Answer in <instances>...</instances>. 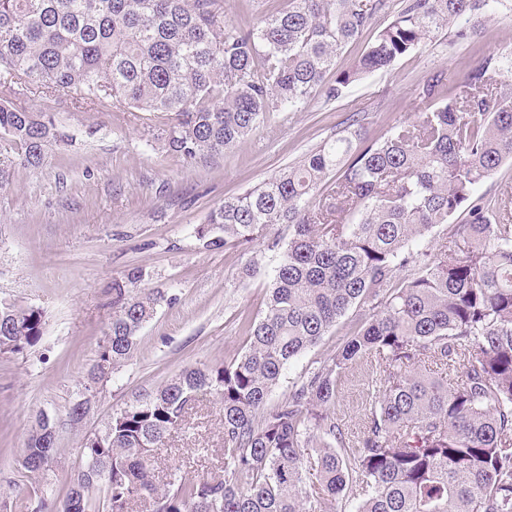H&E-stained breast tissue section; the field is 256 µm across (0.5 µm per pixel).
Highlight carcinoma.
<instances>
[{
	"label": "carcinoma",
	"instance_id": "cac0c4a2",
	"mask_svg": "<svg viewBox=\"0 0 512 512\" xmlns=\"http://www.w3.org/2000/svg\"><path fill=\"white\" fill-rule=\"evenodd\" d=\"M509 0H288L256 27L224 19L223 0H0V88L78 89L137 112L173 113L165 141L185 157L219 155L273 112H296L323 91L340 97L368 73L436 39L464 40ZM380 14L391 22L355 67L326 83L336 56ZM416 119L370 140L357 128L271 181L227 197L196 228L208 247L243 248L273 224L291 229L265 308L244 352L190 367L112 414L65 497L41 512H332L351 492L355 512H512V198L491 209L477 188L512 159V53L488 54L461 82L433 70L414 89ZM0 189L20 163L42 165L61 133L44 112L0 101ZM467 217L435 250L431 230ZM92 382L137 348L166 301L117 287ZM363 326L288 397L268 401L287 368L352 307ZM41 313L0 307V353L36 344ZM381 371L363 430L335 416L336 383L356 359ZM457 370L443 382L422 370ZM200 393L224 416V475L160 483L158 451L186 428ZM80 394L70 422L83 421ZM56 426L39 414L23 466L41 472ZM354 444L352 456L342 449ZM316 484H309V476ZM99 488L96 500L89 490Z\"/></svg>",
	"mask_w": 512,
	"mask_h": 512
}]
</instances>
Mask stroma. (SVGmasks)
Masks as SVG:
<instances>
[{"mask_svg":"<svg viewBox=\"0 0 512 512\" xmlns=\"http://www.w3.org/2000/svg\"><path fill=\"white\" fill-rule=\"evenodd\" d=\"M512 51V10L498 8L465 40L445 32L401 56L388 69L349 86L342 97L316 96L298 112L271 114L255 132L215 156L186 158L167 150L158 119L112 101L90 103L78 90L18 82L19 106L47 113L66 136L50 145L41 167L16 165L0 190V301L37 309L40 341L0 354V512H28L45 491L62 500L81 461L86 434L135 396L192 366L227 363L245 346V328L263 310L267 287L288 241L286 225L269 227L248 249L205 247L195 233L225 197L269 181L323 142L360 122L368 138L414 117L412 91L437 68L463 79L491 52ZM255 267L246 276V267ZM144 276L131 283L132 269ZM163 291L168 301L139 335L131 360L106 381L88 384L112 318V286ZM349 310L330 333L286 371L270 404L287 397L310 368L333 357L358 330ZM377 358L354 361L338 380L335 412L346 432H359ZM92 409L80 425L67 412L78 389ZM54 417L49 470L22 467L39 413ZM160 476L179 467L202 479L224 469L222 408L201 396L188 428L159 453Z\"/></svg>","mask_w":512,"mask_h":512,"instance_id":"obj_1","label":"stroma"}]
</instances>
